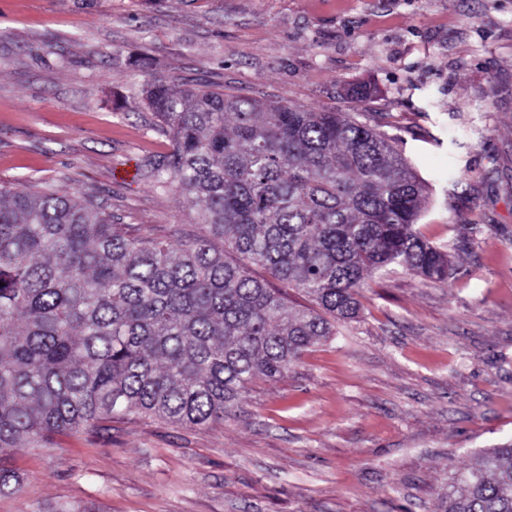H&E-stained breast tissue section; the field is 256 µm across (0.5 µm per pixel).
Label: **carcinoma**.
Returning <instances> with one entry per match:
<instances>
[{
    "instance_id": "obj_1",
    "label": "carcinoma",
    "mask_w": 512,
    "mask_h": 512,
    "mask_svg": "<svg viewBox=\"0 0 512 512\" xmlns=\"http://www.w3.org/2000/svg\"><path fill=\"white\" fill-rule=\"evenodd\" d=\"M143 103L171 144L151 177L196 208L191 242L0 181V492L19 487L14 453L61 431L98 434L131 414L223 421L254 379L283 376L356 317L382 270L452 276L417 227L423 183L377 129L202 83L175 90L159 74ZM442 512H512V438L450 470Z\"/></svg>"
}]
</instances>
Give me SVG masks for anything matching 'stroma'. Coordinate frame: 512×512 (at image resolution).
<instances>
[{
  "mask_svg": "<svg viewBox=\"0 0 512 512\" xmlns=\"http://www.w3.org/2000/svg\"><path fill=\"white\" fill-rule=\"evenodd\" d=\"M150 70L375 127L456 274H376L357 318L221 423L131 415L17 451L0 512H438L449 467L512 438V0H0V180L194 239L148 174L169 150Z\"/></svg>",
  "mask_w": 512,
  "mask_h": 512,
  "instance_id": "35a3bbf8",
  "label": "stroma"
}]
</instances>
